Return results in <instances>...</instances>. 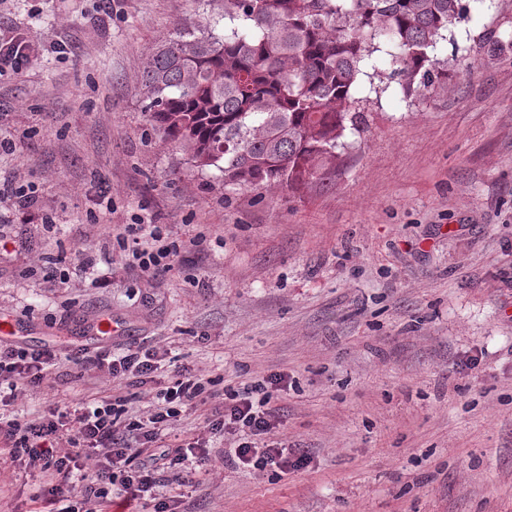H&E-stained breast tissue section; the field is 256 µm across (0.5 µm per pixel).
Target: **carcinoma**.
<instances>
[{
    "label": "carcinoma",
    "mask_w": 512,
    "mask_h": 512,
    "mask_svg": "<svg viewBox=\"0 0 512 512\" xmlns=\"http://www.w3.org/2000/svg\"><path fill=\"white\" fill-rule=\"evenodd\" d=\"M463 17L460 0H224L222 31L181 32L142 75L145 115L191 167L224 184L290 190L323 180L351 137L364 66L390 56L404 98L448 90L432 55Z\"/></svg>",
    "instance_id": "cac0c4a2"
}]
</instances>
